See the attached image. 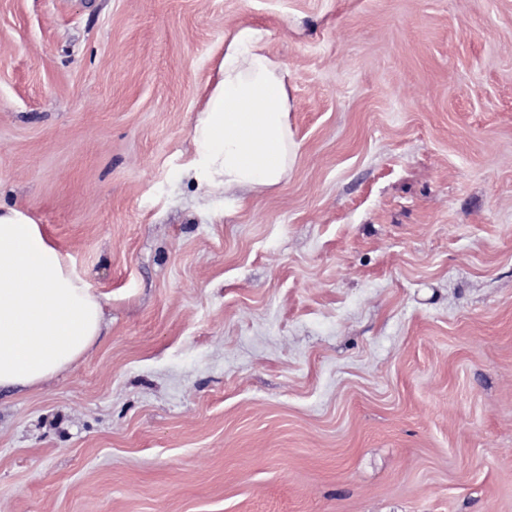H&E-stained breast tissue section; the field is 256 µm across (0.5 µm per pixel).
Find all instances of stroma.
Masks as SVG:
<instances>
[{
	"label": "stroma",
	"mask_w": 512,
	"mask_h": 512,
	"mask_svg": "<svg viewBox=\"0 0 512 512\" xmlns=\"http://www.w3.org/2000/svg\"><path fill=\"white\" fill-rule=\"evenodd\" d=\"M242 26L293 163L204 190ZM0 205L105 297L0 512H512V0H0Z\"/></svg>",
	"instance_id": "stroma-1"
}]
</instances>
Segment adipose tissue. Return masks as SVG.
Segmentation results:
<instances>
[{
	"mask_svg": "<svg viewBox=\"0 0 512 512\" xmlns=\"http://www.w3.org/2000/svg\"><path fill=\"white\" fill-rule=\"evenodd\" d=\"M288 108L286 70L264 33L239 28L224 42L179 176L208 189L279 185L293 153ZM102 320L101 297L42 227L21 208L0 207V388H33L65 372L94 346Z\"/></svg>",
	"mask_w": 512,
	"mask_h": 512,
	"instance_id": "ef3b65f1",
	"label": "adipose tissue"
}]
</instances>
